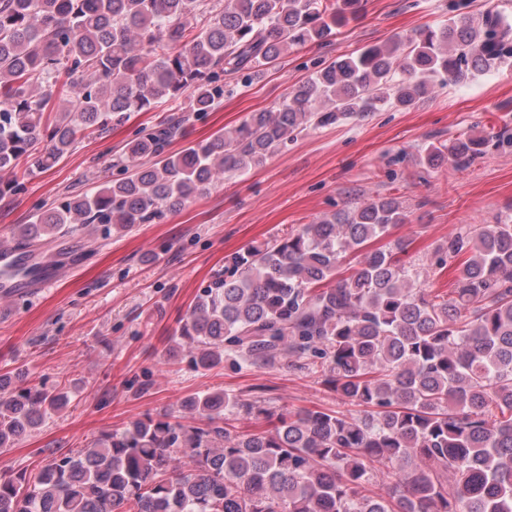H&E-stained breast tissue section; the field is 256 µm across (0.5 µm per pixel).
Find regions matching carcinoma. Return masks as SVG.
Here are the masks:
<instances>
[{
	"label": "carcinoma",
	"mask_w": 512,
	"mask_h": 512,
	"mask_svg": "<svg viewBox=\"0 0 512 512\" xmlns=\"http://www.w3.org/2000/svg\"><path fill=\"white\" fill-rule=\"evenodd\" d=\"M362 0H0V171L40 135L54 166L89 129L188 102L207 112L224 77L248 84L296 45L325 42ZM512 67V23L487 9L342 56L275 112L178 152L167 124L128 142L123 178L48 208L18 239L66 224H146L214 180L261 166L306 126L407 108L444 84ZM55 112L48 122L44 115ZM489 138L461 134L423 161L466 170ZM409 219L376 197L225 259L179 327L190 362L253 367L291 353L363 410L282 408L212 391L185 401L202 420L148 417L35 471L0 470V512H512V215L448 240L469 254L451 295L414 286ZM0 375V451L62 410L64 391H13ZM263 418L239 433L224 414ZM387 470L382 493L369 489Z\"/></svg>",
	"instance_id": "obj_1"
}]
</instances>
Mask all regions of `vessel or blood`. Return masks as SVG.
<instances>
[{"label":"vessel or blood","instance_id":"vessel-or-blood-1","mask_svg":"<svg viewBox=\"0 0 512 512\" xmlns=\"http://www.w3.org/2000/svg\"><path fill=\"white\" fill-rule=\"evenodd\" d=\"M59 274V266L39 258L25 247H0L1 296L50 288L56 283Z\"/></svg>","mask_w":512,"mask_h":512}]
</instances>
